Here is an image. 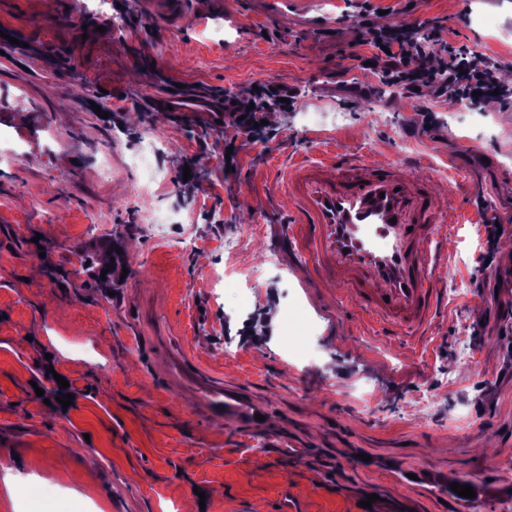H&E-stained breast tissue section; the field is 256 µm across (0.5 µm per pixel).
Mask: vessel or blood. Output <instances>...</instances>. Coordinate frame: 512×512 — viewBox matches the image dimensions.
Returning <instances> with one entry per match:
<instances>
[{"label":"vessel or blood","instance_id":"1","mask_svg":"<svg viewBox=\"0 0 512 512\" xmlns=\"http://www.w3.org/2000/svg\"><path fill=\"white\" fill-rule=\"evenodd\" d=\"M152 16L188 24L186 0H153ZM163 104L175 112L224 117L215 94L174 92ZM434 172L413 173L398 160L370 162L361 156L337 162L332 177L320 165L288 169V194L297 223L310 240L307 257H330L327 275L359 310L384 328L412 335L428 326L438 302L436 279L444 275V250L458 214L433 205ZM197 397L224 410L237 429H261L259 406L233 389L196 384Z\"/></svg>","mask_w":512,"mask_h":512}]
</instances>
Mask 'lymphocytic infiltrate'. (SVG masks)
<instances>
[{
	"instance_id": "obj_1",
	"label": "lymphocytic infiltrate",
	"mask_w": 512,
	"mask_h": 512,
	"mask_svg": "<svg viewBox=\"0 0 512 512\" xmlns=\"http://www.w3.org/2000/svg\"><path fill=\"white\" fill-rule=\"evenodd\" d=\"M369 61L384 84L406 95L431 88L474 109L491 97L512 99V80L467 45L444 41L439 26L395 29L368 26Z\"/></svg>"
}]
</instances>
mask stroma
<instances>
[{
  "label": "stroma",
  "instance_id": "1",
  "mask_svg": "<svg viewBox=\"0 0 512 512\" xmlns=\"http://www.w3.org/2000/svg\"><path fill=\"white\" fill-rule=\"evenodd\" d=\"M119 2L102 15L0 0L17 38L0 48V153L13 158L0 166V457L37 463L0 472V512H357L368 489L461 512L451 486L478 477L491 512H512V318L491 304L512 294V263L484 228L512 218V102L461 112L427 89L392 92L359 66L354 0H187L189 29L151 20L147 0ZM371 2L373 24L442 23L512 78V0ZM174 83L297 99L268 108L259 140L230 116L162 112ZM149 151L155 178L132 163ZM350 153L447 174L434 200L458 222L419 338L323 287L288 232L289 166ZM160 215L173 222L159 238ZM270 254L278 265L263 269ZM84 255L107 278L76 273ZM50 370L70 406L54 402ZM189 374L241 392L263 428L234 431ZM9 480L50 502L8 493Z\"/></svg>",
  "mask_w": 512,
  "mask_h": 512
}]
</instances>
